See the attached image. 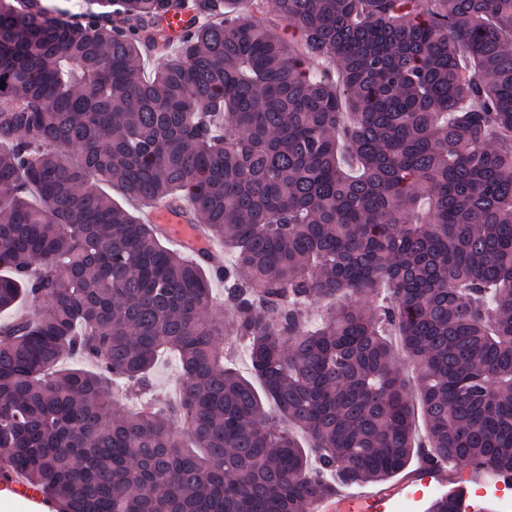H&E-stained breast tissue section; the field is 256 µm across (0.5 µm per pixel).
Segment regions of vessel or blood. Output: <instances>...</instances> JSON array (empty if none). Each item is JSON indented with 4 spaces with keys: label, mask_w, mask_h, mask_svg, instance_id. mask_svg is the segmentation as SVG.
Instances as JSON below:
<instances>
[{
    "label": "vessel or blood",
    "mask_w": 512,
    "mask_h": 512,
    "mask_svg": "<svg viewBox=\"0 0 512 512\" xmlns=\"http://www.w3.org/2000/svg\"><path fill=\"white\" fill-rule=\"evenodd\" d=\"M197 13L188 6L171 11L162 17L160 27L170 41L182 40L197 22ZM161 235L175 241L197 259L217 264L221 258L215 245L207 238L204 228L198 224L195 214L179 198L160 202L149 214Z\"/></svg>",
    "instance_id": "vessel-or-blood-1"
}]
</instances>
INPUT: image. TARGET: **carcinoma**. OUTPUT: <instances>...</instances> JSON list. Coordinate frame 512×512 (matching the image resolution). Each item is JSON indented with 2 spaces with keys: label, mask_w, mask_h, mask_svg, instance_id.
<instances>
[{
  "label": "carcinoma",
  "mask_w": 512,
  "mask_h": 512,
  "mask_svg": "<svg viewBox=\"0 0 512 512\" xmlns=\"http://www.w3.org/2000/svg\"><path fill=\"white\" fill-rule=\"evenodd\" d=\"M181 2L0 0V312L26 307L0 325V473L58 512H308L415 455L454 477L426 512H466L467 469L512 487V0H273L297 47L194 0L144 80ZM101 180L184 195L234 263ZM189 3L190 1L184 7L171 11L160 21L161 29L171 42L182 40L199 18ZM179 376L174 366L167 360H161L154 370L156 396L164 399L174 393Z\"/></svg>",
  "instance_id": "obj_1"
}]
</instances>
